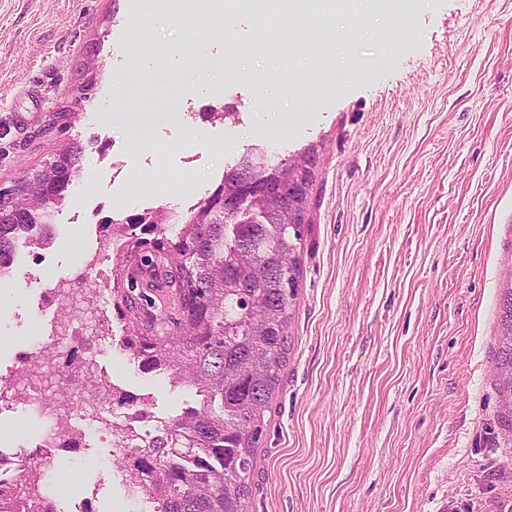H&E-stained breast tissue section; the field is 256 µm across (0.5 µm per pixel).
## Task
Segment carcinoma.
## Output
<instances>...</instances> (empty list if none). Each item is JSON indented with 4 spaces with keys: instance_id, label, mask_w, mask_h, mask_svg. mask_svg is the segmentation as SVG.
<instances>
[{
    "instance_id": "obj_1",
    "label": "carcinoma",
    "mask_w": 512,
    "mask_h": 512,
    "mask_svg": "<svg viewBox=\"0 0 512 512\" xmlns=\"http://www.w3.org/2000/svg\"><path fill=\"white\" fill-rule=\"evenodd\" d=\"M84 152L72 143L0 188V263L14 255L18 232L44 224L62 204L80 172ZM259 180L258 196L236 215L224 212V194L239 193L244 181ZM288 165L265 148L247 149L224 169L220 183L192 211L180 215L175 233L164 209L154 216L129 215L134 228L125 254L149 263L177 285L180 318L174 336H144L126 328L124 349L145 373L166 372L175 386L195 389L200 407L164 425L133 460L138 482L155 501V512H250L256 448L265 412L280 382L288 346L289 309L300 275L295 242L303 225L288 223ZM149 245L154 257L142 261ZM125 311H142L120 288ZM494 375L512 377V283L501 290ZM498 434L512 442V406L498 405Z\"/></svg>"
}]
</instances>
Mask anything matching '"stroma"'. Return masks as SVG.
Returning <instances> with one entry per match:
<instances>
[{"label":"stroma","instance_id":"1","mask_svg":"<svg viewBox=\"0 0 512 512\" xmlns=\"http://www.w3.org/2000/svg\"><path fill=\"white\" fill-rule=\"evenodd\" d=\"M406 3L411 34L397 46L387 16L302 0L271 27L258 0L186 18L164 0H0V110L25 86L40 95L34 124L0 134V187L69 143L84 148L77 207L59 208L49 249L16 247L22 273L0 285V365L17 366L38 339L16 320L34 305L36 275L69 273L71 238L96 245L75 212L115 203L138 214L183 183L211 187L247 147L280 159L313 144L288 358L252 512H500L512 447H487L485 432L512 269V0ZM272 58L264 115L254 79ZM231 79L243 124L200 120ZM116 156L130 172L119 182ZM89 373L149 394L165 416L197 402L108 343ZM118 460L89 449L46 487L65 499L98 481L117 497Z\"/></svg>","mask_w":512,"mask_h":512}]
</instances>
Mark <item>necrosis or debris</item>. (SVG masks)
Returning a JSON list of instances; mask_svg holds the SVG:
<instances>
[{"label":"necrosis or debris","mask_w":512,"mask_h":512,"mask_svg":"<svg viewBox=\"0 0 512 512\" xmlns=\"http://www.w3.org/2000/svg\"><path fill=\"white\" fill-rule=\"evenodd\" d=\"M123 241L118 224L110 236L99 239L96 249L73 241L81 272L73 277L47 273L36 304L42 312L67 307L69 317L39 321L40 341L20 355V373L0 377V411L22 405L44 421L38 451L17 440L10 450L0 449V490H15L25 512H98L102 484L61 506L43 493L42 472L95 440L131 457L166 422L144 396L117 384L101 393L85 382L83 357L103 342L102 330L109 322L98 301L109 278L106 262L110 254L120 253Z\"/></svg>","instance_id":"necrosis-or-debris-1"}]
</instances>
